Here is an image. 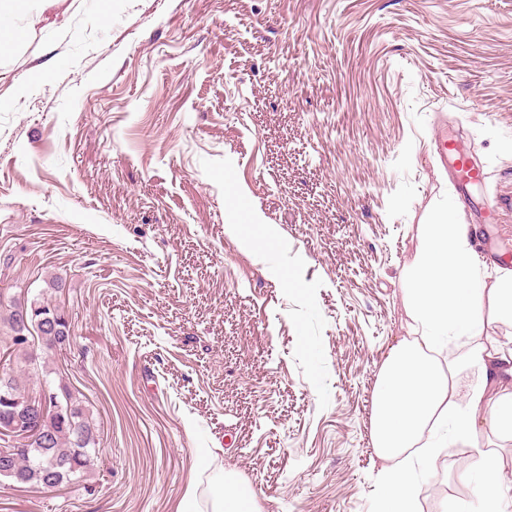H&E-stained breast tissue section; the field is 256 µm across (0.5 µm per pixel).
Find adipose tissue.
<instances>
[{
  "label": "adipose tissue",
  "mask_w": 512,
  "mask_h": 512,
  "mask_svg": "<svg viewBox=\"0 0 512 512\" xmlns=\"http://www.w3.org/2000/svg\"><path fill=\"white\" fill-rule=\"evenodd\" d=\"M60 0H0V57L12 53L28 28ZM226 232L245 251L260 254L281 237L257 208L232 209ZM403 278V307L411 336L390 345L371 406L376 455L377 512H415L417 486L409 471L414 457L432 456L446 439L476 444L481 428L512 439V349L485 333L488 320H512V268L497 267L486 281L467 224H423ZM457 354H447L448 344ZM470 374L460 390L461 374ZM446 426L438 439L437 426ZM502 475L485 456L483 478L473 490L481 512H512Z\"/></svg>",
  "instance_id": "ef3b65f1"
}]
</instances>
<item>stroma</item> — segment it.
<instances>
[{
    "instance_id": "stroma-1",
    "label": "stroma",
    "mask_w": 512,
    "mask_h": 512,
    "mask_svg": "<svg viewBox=\"0 0 512 512\" xmlns=\"http://www.w3.org/2000/svg\"><path fill=\"white\" fill-rule=\"evenodd\" d=\"M0 61V315L47 293L49 352L100 425L90 480L0 479V512H375L371 403L408 335L422 221L475 222L436 139L467 147L488 267L512 261V0H76ZM282 238L224 231L234 187ZM61 290L49 289L52 278ZM478 464L416 466L455 512ZM254 512L253 496L238 485L225 482L223 490L216 496L213 512Z\"/></svg>"
}]
</instances>
